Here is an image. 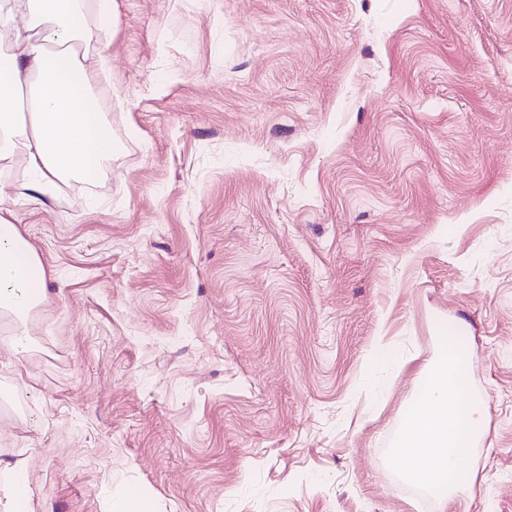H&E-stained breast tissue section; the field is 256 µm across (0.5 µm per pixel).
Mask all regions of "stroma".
Masks as SVG:
<instances>
[{
  "label": "stroma",
  "mask_w": 512,
  "mask_h": 512,
  "mask_svg": "<svg viewBox=\"0 0 512 512\" xmlns=\"http://www.w3.org/2000/svg\"><path fill=\"white\" fill-rule=\"evenodd\" d=\"M109 164L0 188V512H439L391 448L449 321L487 407L448 512H512V0H117ZM385 342L395 362L377 364ZM45 280V267L36 251L15 224L0 218V314L11 315L17 325L13 342L16 353L29 348L25 324L30 313L45 301ZM17 477L13 483L10 492L11 509L10 512H32L30 489L27 479L21 470H16ZM153 512V504L144 498L127 492L112 502L110 512Z\"/></svg>",
  "instance_id": "obj_1"
}]
</instances>
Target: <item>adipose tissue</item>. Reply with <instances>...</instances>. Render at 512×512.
<instances>
[{"label": "adipose tissue", "mask_w": 512, "mask_h": 512, "mask_svg": "<svg viewBox=\"0 0 512 512\" xmlns=\"http://www.w3.org/2000/svg\"><path fill=\"white\" fill-rule=\"evenodd\" d=\"M115 0H0V168L23 159L47 183L85 176L112 158L111 129L98 115L93 85L105 65L90 44L114 34ZM45 267L15 224L0 219V314L17 325L13 348L28 350L30 313L46 297ZM460 325L449 326L441 353L395 440L394 460L408 479L451 501L469 482L462 464L485 423L482 402L468 397V354Z\"/></svg>", "instance_id": "1"}]
</instances>
